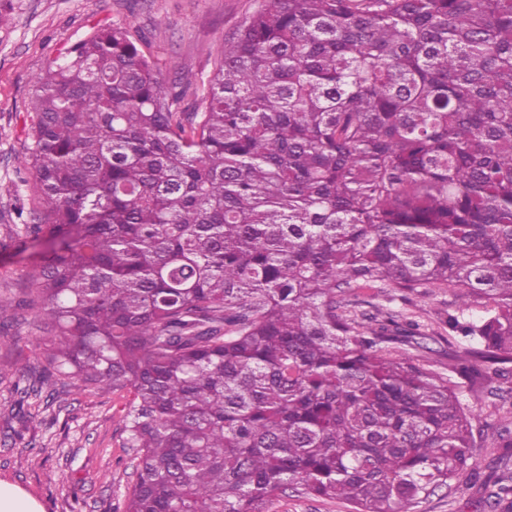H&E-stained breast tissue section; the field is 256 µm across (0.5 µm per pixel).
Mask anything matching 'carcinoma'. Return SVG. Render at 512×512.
Instances as JSON below:
<instances>
[{
  "label": "carcinoma",
  "mask_w": 512,
  "mask_h": 512,
  "mask_svg": "<svg viewBox=\"0 0 512 512\" xmlns=\"http://www.w3.org/2000/svg\"><path fill=\"white\" fill-rule=\"evenodd\" d=\"M181 112L125 27L30 98L38 345L125 389L123 512H409L471 469L458 391L512 373V0H263ZM486 302L441 373L347 289ZM507 472L512 417L488 427ZM354 507L341 500L316 498L288 489L269 505V512H353Z\"/></svg>",
  "instance_id": "cac0c4a2"
}]
</instances>
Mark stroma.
I'll return each instance as SVG.
<instances>
[{
  "instance_id": "obj_1",
  "label": "stroma",
  "mask_w": 512,
  "mask_h": 512,
  "mask_svg": "<svg viewBox=\"0 0 512 512\" xmlns=\"http://www.w3.org/2000/svg\"><path fill=\"white\" fill-rule=\"evenodd\" d=\"M262 0H0V314L14 344L0 346V480L22 488L43 512H122L136 481V449L126 447L120 423L126 392L76 391L48 364L36 340L40 321L29 301L27 275L41 243L26 238L23 225L36 223L35 182L25 165L30 141L28 103L34 81L65 49L100 26L128 27L166 84L184 89L181 111L199 107L203 87L218 64L224 42L260 7ZM360 299L419 322L431 338L428 350L405 354L447 371L461 337L448 333L449 315H481L483 300L459 308L455 288H422L401 300L395 292ZM42 381L41 390L20 398L21 379ZM500 454L476 439L472 463L477 478H461L413 507L412 512H488L484 480L494 478ZM269 512H354L351 504L280 494Z\"/></svg>"
}]
</instances>
